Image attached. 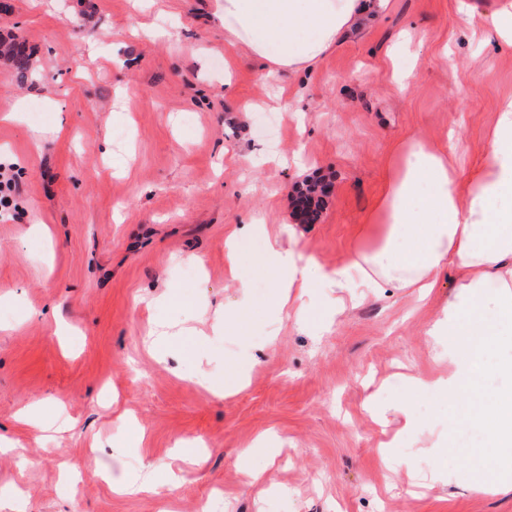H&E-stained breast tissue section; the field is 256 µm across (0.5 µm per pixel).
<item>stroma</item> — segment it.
Segmentation results:
<instances>
[{"mask_svg":"<svg viewBox=\"0 0 512 512\" xmlns=\"http://www.w3.org/2000/svg\"><path fill=\"white\" fill-rule=\"evenodd\" d=\"M457 7L389 0L313 70L269 78L225 44L216 0H0V37L24 44L36 74L19 81L0 59V163L17 202L0 222V435L25 452L0 453V487L17 488L23 512H199L210 500L217 512H512L511 482L433 475L422 447L447 435L450 405L402 381L448 373L427 331L453 272L424 302L410 288L360 305L352 290L317 289L300 326L268 314L269 278L249 271L241 288L226 260L255 218L296 228L303 257L336 269L369 246L361 227L395 144L451 139L462 168L479 160L512 96V50L487 43L484 20L461 27ZM404 31L402 82L392 48ZM278 93L290 109L269 137L245 106ZM36 99L39 124L17 109ZM309 181L330 191L320 220L299 224L292 192ZM242 308L244 324L214 333L218 314ZM157 321L201 338L147 349ZM243 362L244 387L207 390ZM128 418L144 431L135 448L120 443ZM263 434L268 447H253ZM196 440L200 465L176 452ZM386 442L406 467L383 466ZM92 456L113 476L185 480L118 495L82 477ZM247 465L262 485L246 486Z\"/></svg>","mask_w":512,"mask_h":512,"instance_id":"obj_1","label":"stroma"}]
</instances>
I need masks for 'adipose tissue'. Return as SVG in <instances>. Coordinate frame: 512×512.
Listing matches in <instances>:
<instances>
[{
	"mask_svg": "<svg viewBox=\"0 0 512 512\" xmlns=\"http://www.w3.org/2000/svg\"><path fill=\"white\" fill-rule=\"evenodd\" d=\"M387 0H220L224 36L246 48L270 74L302 73L324 59L367 15L381 13ZM380 237L371 251L323 274L322 286L413 288L428 297L443 270L459 273L458 283L428 330L448 356V374L415 377V393L447 395L458 404L448 422L449 438L432 442L436 476L448 473L442 460L455 452L452 433L476 429L482 443L466 449L462 480L493 470L512 473V385L489 390L486 375L512 371V97L499 101L482 161L463 170L454 147H433L412 138L399 147L385 189L369 219ZM264 235L257 261L273 281L275 318L304 319L289 308L291 294L312 295L300 254L283 248L264 225L247 224L227 244L233 270L246 264L240 238Z\"/></svg>",
	"mask_w": 512,
	"mask_h": 512,
	"instance_id": "adipose-tissue-1",
	"label": "adipose tissue"
}]
</instances>
